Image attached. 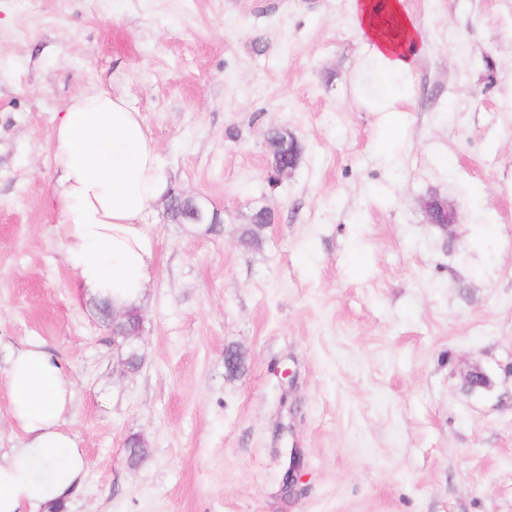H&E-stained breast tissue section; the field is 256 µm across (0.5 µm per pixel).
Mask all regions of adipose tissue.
Instances as JSON below:
<instances>
[{"instance_id":"adipose-tissue-1","label":"adipose tissue","mask_w":512,"mask_h":512,"mask_svg":"<svg viewBox=\"0 0 512 512\" xmlns=\"http://www.w3.org/2000/svg\"><path fill=\"white\" fill-rule=\"evenodd\" d=\"M353 23L372 71L388 82L385 111L406 96L398 86L426 49L403 0H351ZM56 177L50 205L65 259L81 288L119 309L140 306L154 264L144 225L171 174L140 112L104 89L74 96L51 137ZM11 415L22 438L0 457V512H49L82 485L86 460L63 424L74 398L62 360L32 342L11 353Z\"/></svg>"}]
</instances>
